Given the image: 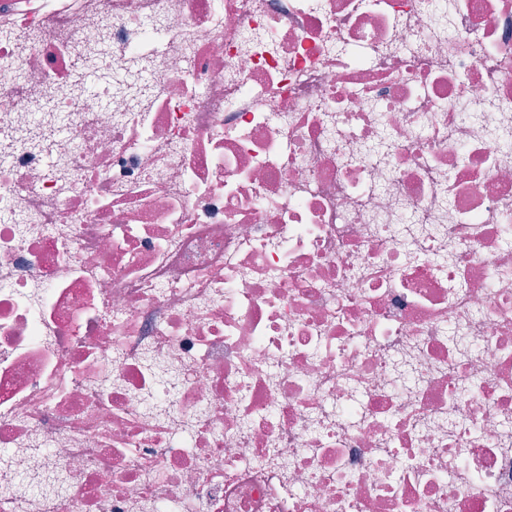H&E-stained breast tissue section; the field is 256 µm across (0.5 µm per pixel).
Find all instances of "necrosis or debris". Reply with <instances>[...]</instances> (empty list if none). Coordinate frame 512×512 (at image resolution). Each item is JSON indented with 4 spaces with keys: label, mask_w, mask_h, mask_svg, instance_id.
<instances>
[{
    "label": "necrosis or debris",
    "mask_w": 512,
    "mask_h": 512,
    "mask_svg": "<svg viewBox=\"0 0 512 512\" xmlns=\"http://www.w3.org/2000/svg\"><path fill=\"white\" fill-rule=\"evenodd\" d=\"M0 512H512V0H0Z\"/></svg>",
    "instance_id": "1"
}]
</instances>
